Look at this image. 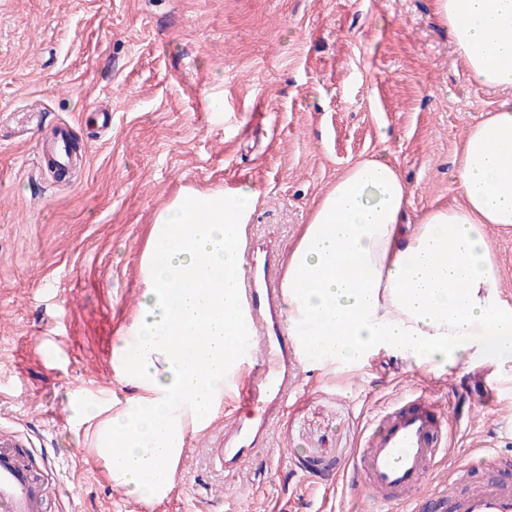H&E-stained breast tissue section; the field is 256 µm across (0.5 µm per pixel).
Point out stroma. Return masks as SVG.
I'll list each match as a JSON object with an SVG mask.
<instances>
[{
    "label": "stroma",
    "mask_w": 512,
    "mask_h": 512,
    "mask_svg": "<svg viewBox=\"0 0 512 512\" xmlns=\"http://www.w3.org/2000/svg\"><path fill=\"white\" fill-rule=\"evenodd\" d=\"M501 99L433 0H0V429L54 484L47 512H365L346 474L411 391L468 414L430 487L485 445L512 459V369L480 360L438 376L389 350L349 372L307 356L252 463L234 476L207 460L224 404L150 505L112 484L70 409L75 391L114 386L140 253L182 187L257 189L247 256L279 273L314 200L361 158L396 166L411 217L459 204L455 156ZM60 126L84 156L63 180L39 164Z\"/></svg>",
    "instance_id": "1"
}]
</instances>
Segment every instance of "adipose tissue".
<instances>
[{
    "label": "adipose tissue",
    "instance_id": "adipose-tissue-1",
    "mask_svg": "<svg viewBox=\"0 0 512 512\" xmlns=\"http://www.w3.org/2000/svg\"><path fill=\"white\" fill-rule=\"evenodd\" d=\"M435 12L474 77L511 90L512 0H435ZM455 165L461 203L409 226V188L381 158L354 162L315 202L280 282L287 333L304 353L349 368L393 350L437 374L475 357L512 362V305L485 238L490 225L512 230L511 99L470 128ZM258 197L184 188L157 212L141 299L114 349L132 393L72 403L112 483L138 501L167 497L248 354L238 288Z\"/></svg>",
    "mask_w": 512,
    "mask_h": 512
}]
</instances>
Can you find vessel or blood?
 <instances>
[{"instance_id":"1","label":"vessel or blood","mask_w":512,"mask_h":512,"mask_svg":"<svg viewBox=\"0 0 512 512\" xmlns=\"http://www.w3.org/2000/svg\"><path fill=\"white\" fill-rule=\"evenodd\" d=\"M70 134L58 128L40 149V164L45 168L70 167ZM280 290L272 287L256 291L250 276H243L240 306L251 321L250 360L243 369L249 376L246 389L240 390L236 409L273 421L268 409L269 396L287 399L289 385L278 377L285 357L287 337L270 335L265 327L264 310L279 303ZM449 421L430 396L410 394L383 410L370 430L364 448L353 462V474L363 480L375 505H410L413 493L427 483L433 468L446 457ZM238 428L225 431L209 450V461L216 471L239 472L255 454L254 448L236 446ZM472 468L463 464L448 473L449 485L427 496L433 512H512V482L481 481L466 492H459L458 482L468 479ZM50 487L37 478L27 464V457L12 436H0V512H44Z\"/></svg>"}]
</instances>
